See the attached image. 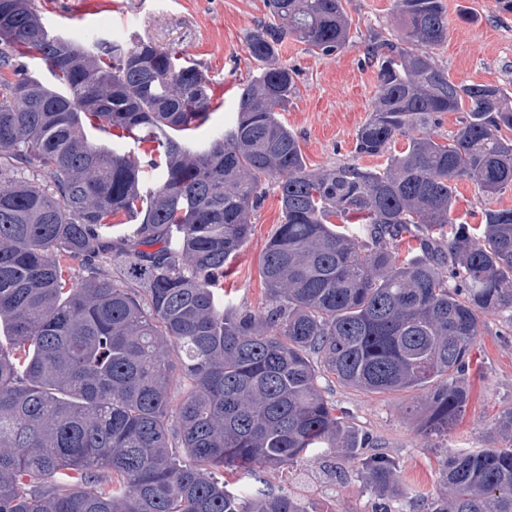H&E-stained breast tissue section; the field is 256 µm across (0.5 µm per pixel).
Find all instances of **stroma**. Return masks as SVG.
Listing matches in <instances>:
<instances>
[{
    "mask_svg": "<svg viewBox=\"0 0 512 512\" xmlns=\"http://www.w3.org/2000/svg\"><path fill=\"white\" fill-rule=\"evenodd\" d=\"M443 3L450 25L447 41L434 51L437 63L457 81H512V12L503 10L499 0ZM62 7V0H38L45 24L76 42L92 33L126 45L141 38L200 65L211 81V103L208 121L193 133L195 141H207L233 122L238 88L257 69L245 35L263 19L264 0H78L75 20L66 19ZM346 10L358 32L347 50L318 56L290 39L279 52L280 62L299 72L298 91L280 118L297 136L312 169L354 160L367 167L380 163L354 152L356 133L377 93L376 68L364 53L363 37L373 28L394 29L396 0H347ZM455 193V215L471 225L480 223L485 208L512 207L511 189L488 201L462 181ZM281 220L279 194L267 186L252 234L224 279V300L232 309L256 312L265 306L261 260ZM470 358L467 409L441 435L425 425L423 391L375 394L322 379L325 397L399 461L408 497L392 502L393 512H412L410 499L440 493L438 468L445 451L512 446V437L499 426L512 411V317L484 314ZM257 473L271 487L313 504L317 512H372L376 500L355 473L338 481L306 460L287 469L261 466Z\"/></svg>",
    "mask_w": 512,
    "mask_h": 512,
    "instance_id": "stroma-1",
    "label": "stroma"
}]
</instances>
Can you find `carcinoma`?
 Returning <instances> with one entry per match:
<instances>
[{
  "label": "carcinoma",
  "mask_w": 512,
  "mask_h": 512,
  "mask_svg": "<svg viewBox=\"0 0 512 512\" xmlns=\"http://www.w3.org/2000/svg\"><path fill=\"white\" fill-rule=\"evenodd\" d=\"M265 6L234 124L193 145L211 99L197 65L145 40L77 44L35 0H0V512H310L251 481L304 456L339 476L354 464L385 500L404 491L399 462L320 379L424 390L437 432L465 412L480 315L512 313V207L471 227L454 192L512 189V82L453 80L433 53L442 0H398L400 32L364 45L378 91L355 143L384 166L310 170L278 117L298 77L279 50L292 38L337 54L350 18L342 0ZM25 55L61 89L25 73ZM447 112L463 116L440 142ZM88 122L149 154L93 142ZM269 181L282 221L262 257L266 304L232 312L222 280ZM120 216L132 229L115 238ZM439 475L446 493L420 512H512L511 447L450 454Z\"/></svg>",
  "instance_id": "1"
}]
</instances>
